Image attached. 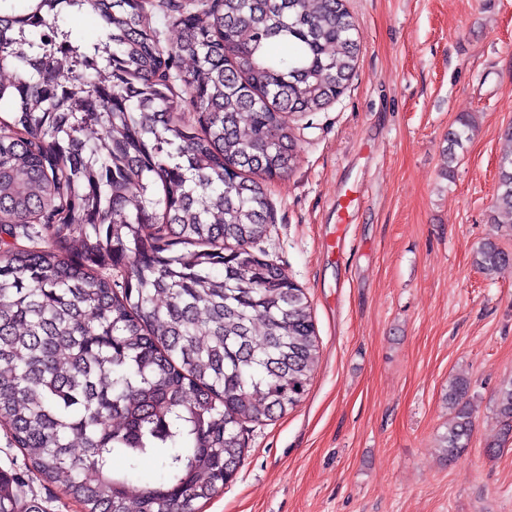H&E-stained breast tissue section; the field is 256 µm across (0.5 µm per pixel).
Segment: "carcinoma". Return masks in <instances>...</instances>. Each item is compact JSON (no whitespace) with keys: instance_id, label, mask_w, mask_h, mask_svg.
Segmentation results:
<instances>
[{"instance_id":"1","label":"carcinoma","mask_w":512,"mask_h":512,"mask_svg":"<svg viewBox=\"0 0 512 512\" xmlns=\"http://www.w3.org/2000/svg\"><path fill=\"white\" fill-rule=\"evenodd\" d=\"M154 8L0 9V427L83 512H197L243 461V424L294 407L319 357L304 290L257 244L264 181L297 161L292 117L353 76L354 21L344 0H202L175 9L165 47ZM81 12L105 39L75 37ZM456 123L450 163L474 130ZM494 207L512 214V155ZM507 261L476 252L487 275ZM469 391L448 383L450 462ZM496 412L512 431V382ZM146 458L160 477L133 497ZM18 484L0 470V512H43Z\"/></svg>"}]
</instances>
